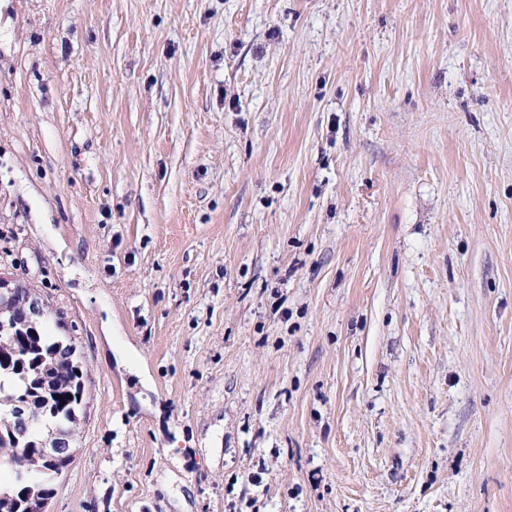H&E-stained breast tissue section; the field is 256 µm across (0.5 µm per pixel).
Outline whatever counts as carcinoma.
Segmentation results:
<instances>
[{
    "instance_id": "obj_1",
    "label": "carcinoma",
    "mask_w": 512,
    "mask_h": 512,
    "mask_svg": "<svg viewBox=\"0 0 512 512\" xmlns=\"http://www.w3.org/2000/svg\"><path fill=\"white\" fill-rule=\"evenodd\" d=\"M20 295L0 296V319H21ZM71 337H51L40 319L11 341L0 338V468L11 469L13 479L0 485V498L22 499L26 492L52 496L58 472L39 456L49 432L76 435L83 403L82 377L77 361H68ZM72 398H67V395Z\"/></svg>"
}]
</instances>
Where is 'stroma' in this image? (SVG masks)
<instances>
[{
	"instance_id": "1",
	"label": "stroma",
	"mask_w": 512,
	"mask_h": 512,
	"mask_svg": "<svg viewBox=\"0 0 512 512\" xmlns=\"http://www.w3.org/2000/svg\"><path fill=\"white\" fill-rule=\"evenodd\" d=\"M0 277L49 512H512V0H0ZM7 281L0 278V295L12 292L13 289L8 287ZM27 288H18L17 297L6 294L0 296V319L10 321L14 318L20 320L23 315L20 293L25 294ZM46 315L15 341L0 338V471L7 467L13 474L8 484L0 483V498L21 500L29 490L51 497L58 472L44 461L68 467L75 457L76 450L65 436L49 432L69 435L72 440L76 435L83 403L82 377L76 370L81 369L76 359L68 361L74 346L71 337L45 334ZM19 408L30 409L33 422L25 426L18 420ZM39 454L44 461L33 464Z\"/></svg>"
}]
</instances>
